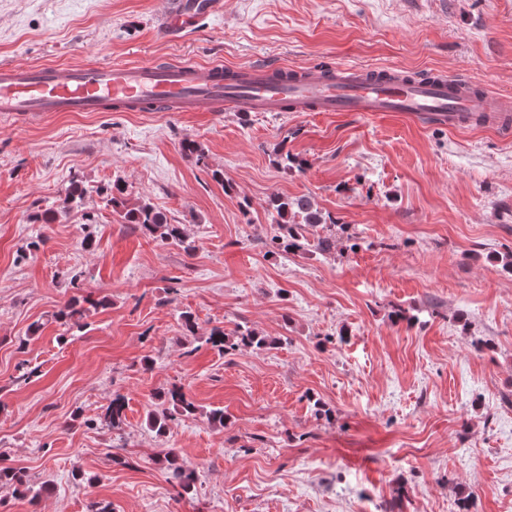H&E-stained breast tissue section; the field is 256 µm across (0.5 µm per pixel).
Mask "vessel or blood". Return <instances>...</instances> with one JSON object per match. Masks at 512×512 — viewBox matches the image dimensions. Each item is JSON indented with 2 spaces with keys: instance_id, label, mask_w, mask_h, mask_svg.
<instances>
[{
  "instance_id": "obj_1",
  "label": "vessel or blood",
  "mask_w": 512,
  "mask_h": 512,
  "mask_svg": "<svg viewBox=\"0 0 512 512\" xmlns=\"http://www.w3.org/2000/svg\"><path fill=\"white\" fill-rule=\"evenodd\" d=\"M218 13L221 0H168L165 33L189 27L195 10ZM360 112L396 113L452 128L512 131V100L440 69L417 76L396 67L337 64L293 67L192 60L103 62L92 66L0 63L2 112Z\"/></svg>"
}]
</instances>
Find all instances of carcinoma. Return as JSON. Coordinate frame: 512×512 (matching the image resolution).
Returning <instances> with one entry per match:
<instances>
[{
  "label": "carcinoma",
  "mask_w": 512,
  "mask_h": 512,
  "mask_svg": "<svg viewBox=\"0 0 512 512\" xmlns=\"http://www.w3.org/2000/svg\"><path fill=\"white\" fill-rule=\"evenodd\" d=\"M87 192V188L71 184L64 196L59 198V210L67 212L73 209ZM94 192L103 197L106 205L112 207V211L119 216L122 223L136 226L144 234L162 244L179 246L188 253L195 250V245L189 241L183 225L171 223L164 213L155 210L151 204L143 200L131 201L123 183L114 182L110 187H97ZM270 206L276 212V223L280 228V234L272 240L274 249L284 253L306 250L310 247L319 252L331 250L334 238L319 237L311 243L298 232V228L303 224H336V220L319 210L310 197H277L271 200ZM84 317L85 309L79 307V300L76 298L70 299L55 315L63 324L78 329L85 327ZM207 342L225 354L242 348L262 349L271 345V342L258 332L240 326L230 333L215 327L211 330ZM155 399L159 401V407L147 413L146 421L149 428L158 436L165 435L169 423L177 417L193 415L197 411L195 402L181 386L173 385L162 389L157 392ZM124 411V398L119 395L112 398L100 418V424L112 431L120 429L125 420ZM163 463L171 470L172 478L181 490H190L195 482V472L179 462V456L174 449H168ZM0 489L23 495L31 491L33 486L24 470L0 467Z\"/></svg>",
  "instance_id": "1"
}]
</instances>
